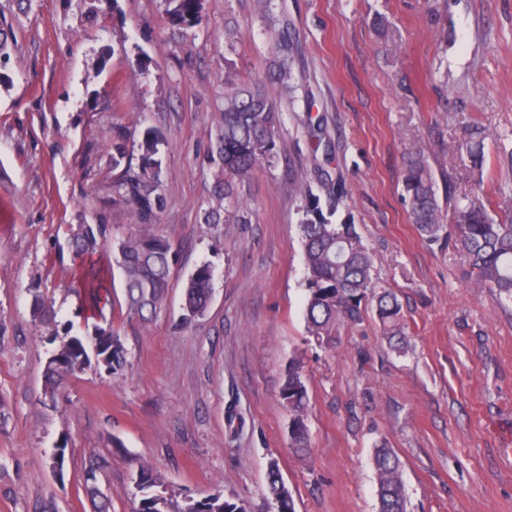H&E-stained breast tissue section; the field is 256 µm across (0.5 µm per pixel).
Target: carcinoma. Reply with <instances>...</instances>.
I'll return each mask as SVG.
<instances>
[{"label": "carcinoma", "instance_id": "1", "mask_svg": "<svg viewBox=\"0 0 512 512\" xmlns=\"http://www.w3.org/2000/svg\"><path fill=\"white\" fill-rule=\"evenodd\" d=\"M167 12L174 25L194 27L203 18L204 0H167ZM294 42L282 34L274 44L272 79L286 87L291 80L288 61ZM279 133L278 113L266 86L238 82L228 70L224 80L223 127L216 151L224 158V197L236 196L237 183L245 180L256 164L273 162ZM152 130L143 133L140 143L141 165L126 172L114 185V192L134 204L142 230L121 241L116 262L124 274V295L128 311L140 317H155L163 309L169 288L172 250L170 243L151 233L164 208L157 192L159 145ZM469 168L477 174L474 188L464 205H455V225L448 230L438 197L436 179L425 155L419 149L406 153L403 191L410 215L419 233L430 241L446 237L474 275L480 288H492L497 295L512 300V221L499 222L488 213L483 201L484 151L482 133L472 131L461 143ZM308 218L299 225L305 256L309 299L306 308L308 332L322 346L334 342L340 323L362 320L369 299L376 301V314L387 336L404 334L401 305L390 291L375 292L371 276L372 261L354 224H327L319 201L307 206ZM108 225H87L74 238L75 258L82 273L75 291L97 306L102 302L99 270L94 254L107 242ZM213 275L209 267H198L188 278L184 309L188 318L203 315L210 303ZM98 345V361L116 371L125 362V350L117 333L98 328L93 336ZM47 362L45 378L50 397L60 394L68 378L84 370L88 353L83 341L65 336ZM288 406L293 451L308 454L306 424L307 388L298 366L288 369L281 390ZM373 465L378 478L379 512H407L400 461L387 443L376 445ZM140 496L136 512H171V502L161 477L149 466L140 470L136 480ZM267 491L272 500L281 501L286 512H295L292 493L286 486L278 463L271 461L267 473ZM179 512H246L242 503L221 495L189 499Z\"/></svg>", "mask_w": 512, "mask_h": 512}]
</instances>
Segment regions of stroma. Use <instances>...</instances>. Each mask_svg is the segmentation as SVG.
Instances as JSON below:
<instances>
[{
	"instance_id": "35a3bbf8",
	"label": "stroma",
	"mask_w": 512,
	"mask_h": 512,
	"mask_svg": "<svg viewBox=\"0 0 512 512\" xmlns=\"http://www.w3.org/2000/svg\"><path fill=\"white\" fill-rule=\"evenodd\" d=\"M205 0L173 26L165 0H0V512H92L89 454L111 512H135L142 465L174 507L213 491L274 512L277 461L295 512H378L371 463L397 452L408 512H512V302L430 242L403 201V157L423 148L439 191L471 186L459 145L484 135V202L512 218V0ZM238 32L224 49V28ZM297 42L294 89L276 91L277 159L239 186L231 223L215 152L224 74L269 82L272 41ZM161 140L153 226L173 250L165 310L128 314L123 275L102 257L108 300L74 293L70 239L105 221L109 242L140 230L113 185L138 168L145 130ZM306 191H299V177ZM335 194L332 224L358 228L377 287L396 293L406 350L374 310L340 324L333 347L308 335L299 226L310 197ZM214 272L203 317L184 320L189 275ZM43 296L49 320L33 316ZM115 329L116 372L91 365L62 397L45 392L51 334ZM304 371L310 457L298 458L280 392ZM64 449L63 475L51 458Z\"/></svg>"
}]
</instances>
